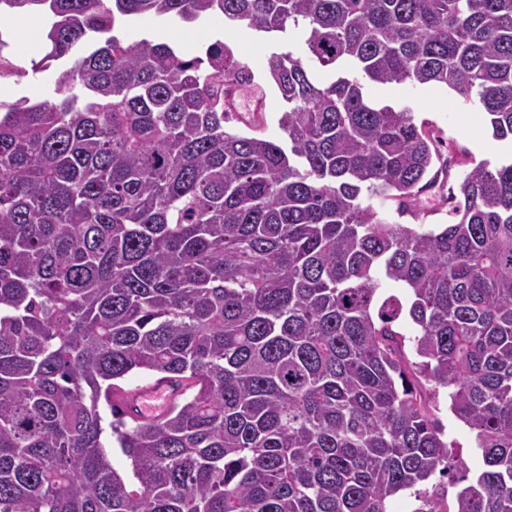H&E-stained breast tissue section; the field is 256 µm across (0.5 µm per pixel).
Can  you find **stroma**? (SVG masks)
<instances>
[{"mask_svg": "<svg viewBox=\"0 0 512 512\" xmlns=\"http://www.w3.org/2000/svg\"><path fill=\"white\" fill-rule=\"evenodd\" d=\"M7 26L14 33L13 50L20 58V64L27 68L28 74L20 81H5L4 86L11 91L49 100L54 92V75L52 71L32 73L31 48L42 42L40 27L25 17L15 16L7 19ZM153 35L184 53H197L207 44L221 39L231 47L251 69L255 83L264 81L267 60L272 52L285 49L302 53L303 47L298 42H286L266 37L265 35L242 25L225 23L223 19L213 18L197 27L180 24L137 23L128 28V41ZM364 89L372 100L410 109L416 124L424 125L438 135L444 145L449 146L455 167L454 176H462L473 164L481 160H496L512 156V143L493 138L484 112L465 103L454 91L435 84L427 85H376L365 83ZM447 189L436 188L424 192L420 197L421 211L418 216L399 215L395 202L384 197L372 195L367 199L378 211L380 217L389 222L410 224H446L449 223ZM439 416L446 427L448 438L456 446L458 458L466 468L467 477H475L484 468L483 459L474 446V435L470 429L455 418L449 409L447 393H440Z\"/></svg>", "mask_w": 512, "mask_h": 512, "instance_id": "stroma-1", "label": "stroma"}]
</instances>
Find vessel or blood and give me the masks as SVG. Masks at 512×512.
I'll return each instance as SVG.
<instances>
[{
	"instance_id": "b4317fda",
	"label": "vessel or blood",
	"mask_w": 512,
	"mask_h": 512,
	"mask_svg": "<svg viewBox=\"0 0 512 512\" xmlns=\"http://www.w3.org/2000/svg\"><path fill=\"white\" fill-rule=\"evenodd\" d=\"M183 394L180 382L158 376L144 384L116 390L112 402L132 421L144 423L165 415L180 402Z\"/></svg>"
}]
</instances>
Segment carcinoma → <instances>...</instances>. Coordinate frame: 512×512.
Masks as SVG:
<instances>
[{
	"label": "carcinoma",
	"mask_w": 512,
	"mask_h": 512,
	"mask_svg": "<svg viewBox=\"0 0 512 512\" xmlns=\"http://www.w3.org/2000/svg\"><path fill=\"white\" fill-rule=\"evenodd\" d=\"M17 15L57 76L52 101L0 98V512H440L441 388L485 465L453 512H512V161L459 179L451 224L385 221L363 192L414 216L452 169L341 71L443 85L512 140V0H0ZM210 16L304 42L267 63L286 142L226 127L256 124L223 41L123 33ZM134 370L183 400L126 420ZM100 413L103 417L102 425L105 428V432L102 436L103 441L107 447H112L107 448L108 457L112 468L115 469L125 479V481L133 482L134 478L131 461L122 453L121 449L118 448V445L114 442V440L112 443L111 430L108 426L110 421H112L110 408L102 403L100 405Z\"/></svg>",
	"instance_id": "cac0c4a2"
}]
</instances>
